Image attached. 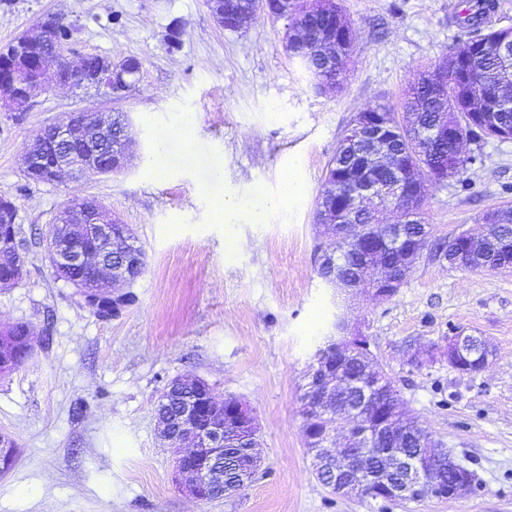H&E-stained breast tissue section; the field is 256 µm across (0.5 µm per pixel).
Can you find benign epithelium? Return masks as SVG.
Masks as SVG:
<instances>
[{"label": "benign epithelium", "mask_w": 512, "mask_h": 512, "mask_svg": "<svg viewBox=\"0 0 512 512\" xmlns=\"http://www.w3.org/2000/svg\"><path fill=\"white\" fill-rule=\"evenodd\" d=\"M205 6L219 25L228 20L235 25L227 27L232 32H244L251 27L252 6L245 0H204ZM62 21L48 16L38 22L30 35L20 37L8 52V73L0 74V112H23L38 96L49 81L69 87L77 94L90 89L101 91L114 98L122 97L135 83L141 70V62L126 59L115 62L109 57L98 58L97 64L88 69L84 61L73 62L66 54L67 42L49 38V33ZM431 135L440 140L453 138L464 141V132L454 128L448 115L439 117L429 128ZM112 117L104 118L97 112L72 113L66 119L44 127L26 149L25 172L35 181L63 185L94 175H109L125 169L134 146L131 130L121 129L118 143H113ZM344 137L351 140L366 139L372 149L387 152V144L393 137L379 112H358L346 127ZM457 177L455 167L410 168V183L414 192L401 198L388 197V207L412 211L417 194L429 184H445ZM326 217L336 225L338 234L350 227L352 210L341 201L326 209ZM117 236V225L96 199L70 200L57 212L52 227L45 238L48 257L57 280L68 277L76 267H91L97 276H112V270L124 265H139L140 254L124 249L112 251V241ZM400 226L391 225L381 239L360 237L355 242L365 247L366 257L358 269L355 283L345 285L329 277L325 281L338 288L347 287L378 300L393 296L402 285L419 259L422 246L404 250L403 262L398 265L387 262L374 263L372 257L380 251L377 243L383 241L391 247L401 243ZM23 257L0 274V288L17 283L23 275ZM79 304L97 316L112 306V301L122 296V290L110 285L100 287L96 281L72 283ZM325 355L309 373L312 388L323 397L331 390L345 384L341 367L336 358H347L362 350H370L368 337L346 321L336 323V335L329 336L324 344ZM440 353L448 359V365L463 374H476L484 370L493 357L490 343L480 336L457 330L448 337ZM372 405L379 409L376 426L381 430L388 426L389 397L394 388L387 373L381 367H370L362 380L356 382ZM216 398L209 386L181 394L180 414L175 424V443L189 445L185 452L174 458L175 482L201 501L220 499L227 494L244 490V485L255 476L261 460L253 448L238 449L237 477L232 486H224V423L212 422L200 425L199 416L214 406ZM229 418L241 427L255 426L254 417L247 405L238 402L229 410ZM306 440L316 441V447L308 449L316 476L334 493L358 495L379 501H419L424 498L456 499L472 492L476 479L472 471L459 463L450 453L438 448L434 440L407 456L400 450H391L386 464L369 470L367 459L377 457L371 448L374 433L363 421L351 430V441L356 449L337 450V431L330 430L321 438L305 433ZM15 442L6 433H0V470L13 459Z\"/></svg>", "instance_id": "7a95c632"}]
</instances>
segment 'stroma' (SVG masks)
<instances>
[{
	"mask_svg": "<svg viewBox=\"0 0 512 512\" xmlns=\"http://www.w3.org/2000/svg\"><path fill=\"white\" fill-rule=\"evenodd\" d=\"M356 42L341 92L316 90L284 49L283 21L225 30L203 0H0V50L47 16L73 29L66 49L138 59L122 99L51 87L29 111L0 113V198L26 236L22 278L0 289V328L23 322L31 357L0 377V433L20 452L0 475V512H512V269L472 272L436 253L488 209L512 204V141H465L459 178L428 189L431 237L391 298L354 297L317 274L316 201L350 118L400 110L424 68L470 40L461 0H342ZM126 113L137 152L114 176L65 185L25 174L24 151L66 112ZM303 196L266 223L218 221L215 200L251 206ZM95 197L147 257L135 303L105 321L57 281L43 240L61 206ZM242 242L230 251L227 241ZM345 318L370 341L410 412L476 474L460 499L381 502L322 485L306 450L299 396L313 356ZM489 340L477 374L412 363L456 330ZM207 382L252 409L263 464L243 492L202 502L171 478L175 453L154 405L173 378Z\"/></svg>",
	"mask_w": 512,
	"mask_h": 512,
	"instance_id": "stroma-1",
	"label": "stroma"
}]
</instances>
